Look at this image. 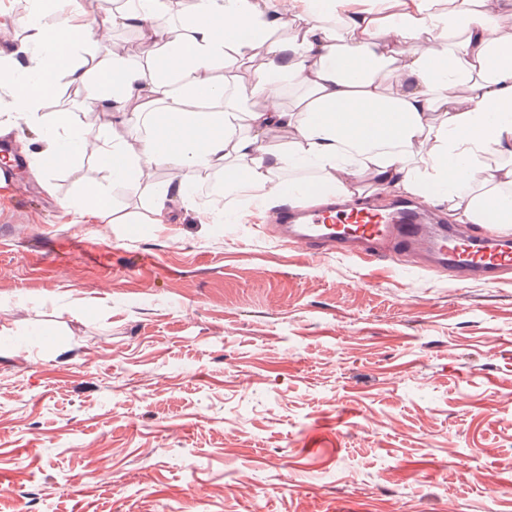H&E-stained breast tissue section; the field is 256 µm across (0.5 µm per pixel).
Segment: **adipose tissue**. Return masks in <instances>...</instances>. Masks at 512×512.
Returning <instances> with one entry per match:
<instances>
[{"label":"adipose tissue","instance_id":"adipose-tissue-1","mask_svg":"<svg viewBox=\"0 0 512 512\" xmlns=\"http://www.w3.org/2000/svg\"><path fill=\"white\" fill-rule=\"evenodd\" d=\"M45 2L30 0L37 68L22 77L0 65L16 112L42 122L43 101L68 84L81 90L82 108L111 116L91 148L70 113L43 122L61 141L58 164L88 151L121 184L159 166L192 176L235 173L259 207L283 189L302 193L303 182L282 185L285 169H314L316 186L341 202L360 193L366 172L381 187L402 185L471 223L512 232V36L495 32L512 0H413L407 9L348 19L335 0H315L303 14L290 0L272 9L265 0H196L180 20L169 0H127L100 17L57 0L50 24ZM107 26L140 32L145 63L100 43L97 32ZM280 28L290 29L288 42L274 38ZM85 54L94 67L81 63ZM240 61L256 64L247 78L217 76ZM393 71L398 80L381 88ZM284 84L304 91L292 107L256 109ZM491 154L505 164L488 165ZM452 164L462 171L453 181Z\"/></svg>","mask_w":512,"mask_h":512}]
</instances>
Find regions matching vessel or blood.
<instances>
[{
	"label": "vessel or blood",
	"mask_w": 512,
	"mask_h": 512,
	"mask_svg": "<svg viewBox=\"0 0 512 512\" xmlns=\"http://www.w3.org/2000/svg\"><path fill=\"white\" fill-rule=\"evenodd\" d=\"M0 199L20 208L30 205L27 196L15 191L13 172L7 166H0ZM273 218L283 243L306 254L345 250L380 259L398 253L426 267L456 266L467 277L487 283L512 270V235L478 236L463 225H434L416 201H402L382 212L299 200L284 204Z\"/></svg>",
	"instance_id": "obj_1"
}]
</instances>
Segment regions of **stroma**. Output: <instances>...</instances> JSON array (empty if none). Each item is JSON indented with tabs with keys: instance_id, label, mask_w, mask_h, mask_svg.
Segmentation results:
<instances>
[{
	"instance_id": "obj_1",
	"label": "stroma",
	"mask_w": 512,
	"mask_h": 512,
	"mask_svg": "<svg viewBox=\"0 0 512 512\" xmlns=\"http://www.w3.org/2000/svg\"><path fill=\"white\" fill-rule=\"evenodd\" d=\"M41 143L0 202V512H512V273L299 254L282 193L148 224L179 171ZM102 185L123 223H77ZM0 198L20 208H27L31 204L27 196L15 191L14 176L11 166H0Z\"/></svg>"
}]
</instances>
